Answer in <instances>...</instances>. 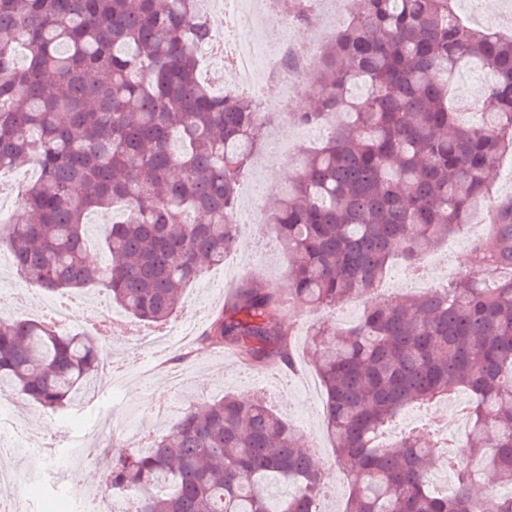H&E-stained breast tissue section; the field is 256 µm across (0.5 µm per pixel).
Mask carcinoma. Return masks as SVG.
<instances>
[{"mask_svg":"<svg viewBox=\"0 0 512 512\" xmlns=\"http://www.w3.org/2000/svg\"><path fill=\"white\" fill-rule=\"evenodd\" d=\"M295 26L308 0H280ZM212 33L195 0H0V171L30 166L17 217H0V252L45 293L100 285L128 314L161 326L180 295L236 250L241 174L262 148L256 103L198 77ZM493 75L464 123L453 95L462 67ZM316 108L330 122L304 151L267 227L288 253L284 293L242 279L197 338L251 366L297 368L299 304L330 316L370 293L392 259L413 269L468 223L477 200L493 220L469 272L443 288L369 305L347 327L313 326L308 359L324 423L351 488L344 512H512V195L491 174L512 148V37L463 23L450 0H358L324 45ZM111 216L106 263L86 261L85 227ZM487 269L511 276L492 283ZM102 336L0 317V391L52 411L102 364ZM466 390L464 440L477 467L455 469L457 494L431 482L433 431L382 442L413 404ZM291 424L260 398L194 407L151 449L108 462L105 487L130 512H320L325 481ZM294 492L272 500L271 485Z\"/></svg>","mask_w":512,"mask_h":512,"instance_id":"carcinoma-1","label":"carcinoma"}]
</instances>
